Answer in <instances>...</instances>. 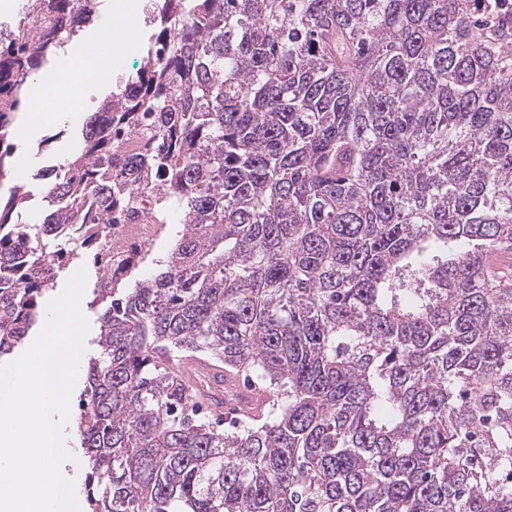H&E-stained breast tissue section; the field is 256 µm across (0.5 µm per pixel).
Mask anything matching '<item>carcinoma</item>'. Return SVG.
<instances>
[{
	"label": "carcinoma",
	"instance_id": "carcinoma-1",
	"mask_svg": "<svg viewBox=\"0 0 512 512\" xmlns=\"http://www.w3.org/2000/svg\"><path fill=\"white\" fill-rule=\"evenodd\" d=\"M476 0H163L143 68L47 183L39 232L0 198V332L39 322L56 224L112 223L150 177L182 229L155 273L97 290L76 418L90 512H512V28ZM98 0H26L0 38V174L14 113ZM155 128L112 173V123ZM94 209H84L85 202ZM254 378L229 428L166 357ZM51 25L49 17L42 14L23 13L8 26L6 32L13 34L14 39L26 42L32 48L41 45L45 31Z\"/></svg>",
	"mask_w": 512,
	"mask_h": 512
}]
</instances>
